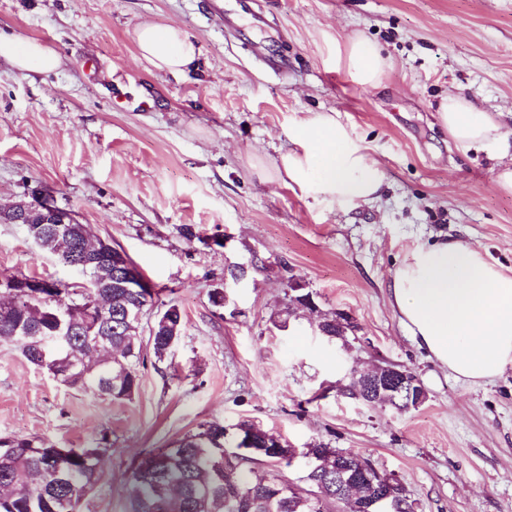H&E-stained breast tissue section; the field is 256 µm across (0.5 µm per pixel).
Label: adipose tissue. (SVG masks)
<instances>
[{
	"label": "adipose tissue",
	"instance_id": "adipose-tissue-1",
	"mask_svg": "<svg viewBox=\"0 0 512 512\" xmlns=\"http://www.w3.org/2000/svg\"><path fill=\"white\" fill-rule=\"evenodd\" d=\"M141 59L155 71L183 74L200 65L197 38L176 24L146 22L134 32ZM359 85L377 88L391 67L381 47L351 38L340 55ZM0 60L20 72L47 73L62 64L60 54L35 39L0 31ZM457 150L484 146L501 163L497 185L512 192L507 134L501 115L461 93L441 98L435 114ZM260 175L299 191L314 204L343 213L382 197L387 172L371 147L339 112H312L288 131V147ZM390 304L430 359L470 383L489 381L512 365V274L478 249L456 241L417 244L394 270Z\"/></svg>",
	"mask_w": 512,
	"mask_h": 512
}]
</instances>
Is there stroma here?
<instances>
[{
  "mask_svg": "<svg viewBox=\"0 0 512 512\" xmlns=\"http://www.w3.org/2000/svg\"><path fill=\"white\" fill-rule=\"evenodd\" d=\"M145 22L193 34L200 69L150 70L133 38ZM0 30L63 59L50 73L0 63V205L51 196L123 249L154 290L141 336L168 306L184 316L163 359L144 348L122 400L66 388L0 343V435L107 443L80 512H125L134 461L206 421L362 453L416 512H512V367L480 384L456 378L388 297L396 265L425 241L460 240L512 268V193L485 151L459 152L434 117L451 92L512 110V0H0ZM354 35L393 60L380 88L337 61ZM330 110L388 176L381 201L347 214L260 183L249 164L287 149L296 120ZM13 273L73 277L0 224V274ZM295 283L314 309L291 306ZM338 311L358 326L345 346L317 329ZM385 365L418 377V407L344 394L351 369Z\"/></svg>",
  "mask_w": 512,
  "mask_h": 512,
  "instance_id": "35a3bbf8",
  "label": "stroma"
}]
</instances>
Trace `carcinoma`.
<instances>
[{"label": "carcinoma", "mask_w": 512, "mask_h": 512, "mask_svg": "<svg viewBox=\"0 0 512 512\" xmlns=\"http://www.w3.org/2000/svg\"><path fill=\"white\" fill-rule=\"evenodd\" d=\"M87 225L67 224L58 233L55 224H27L29 237L64 266L75 259ZM122 276L115 265L88 266L85 282L47 280L34 295L16 294L13 306L0 310V343H9L23 358L46 371L60 384L94 390L102 396L126 399L138 387L142 337L136 314L153 300V289L129 257L123 258ZM184 317L171 305L159 314L150 330L154 356L162 359L179 340ZM328 340L347 342L348 326L336 317L323 318ZM239 431L260 448L271 434L244 422ZM238 435L218 422H205L167 448H152L132 466L131 492L126 512H331L336 495V463L350 467L370 461L349 451L336 458L326 448L307 487L294 490L272 474L253 479L248 464L259 458L287 467L294 449L224 456ZM102 444L61 448L38 436H0V512H78L83 497L98 480Z\"/></svg>", "instance_id": "carcinoma-1"}]
</instances>
